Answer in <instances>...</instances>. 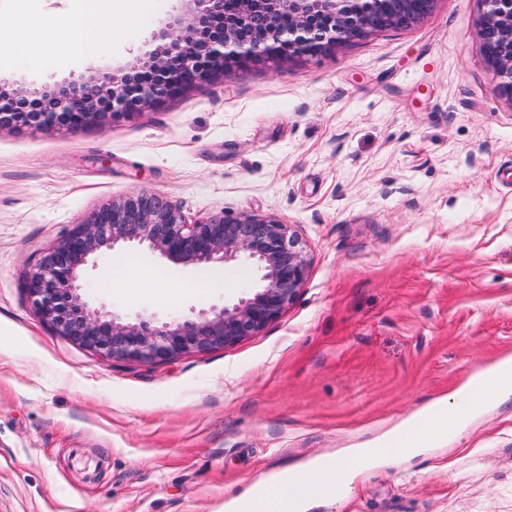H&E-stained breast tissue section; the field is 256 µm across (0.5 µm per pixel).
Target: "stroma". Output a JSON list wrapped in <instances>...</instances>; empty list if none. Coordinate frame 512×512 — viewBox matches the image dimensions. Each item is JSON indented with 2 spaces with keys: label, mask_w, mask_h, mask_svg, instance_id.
Wrapping results in <instances>:
<instances>
[{
  "label": "stroma",
  "mask_w": 512,
  "mask_h": 512,
  "mask_svg": "<svg viewBox=\"0 0 512 512\" xmlns=\"http://www.w3.org/2000/svg\"><path fill=\"white\" fill-rule=\"evenodd\" d=\"M26 0L34 50L0 85L53 89L129 73L186 0H138L106 51L64 47ZM483 0L318 57L235 69L158 108L77 131L0 129V512H230L254 485L344 455L512 356V101L478 30ZM151 191L187 222L249 212L309 258L296 300L258 334L159 365L115 364L55 333L22 285L45 249L112 199ZM154 288L115 291L113 262ZM106 250L93 307L161 319L233 302L257 273ZM309 512H512V397L454 440L353 474Z\"/></svg>",
  "instance_id": "1"
}]
</instances>
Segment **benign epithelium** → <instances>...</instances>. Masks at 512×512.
Returning <instances> with one entry per match:
<instances>
[{
  "instance_id": "1",
  "label": "benign epithelium",
  "mask_w": 512,
  "mask_h": 512,
  "mask_svg": "<svg viewBox=\"0 0 512 512\" xmlns=\"http://www.w3.org/2000/svg\"><path fill=\"white\" fill-rule=\"evenodd\" d=\"M194 9L163 45L133 65L134 75L102 72L54 94L42 112L4 111L0 126L75 130L110 113L131 114L183 94L231 67L280 58L315 57L337 45L409 26L435 0H189ZM480 25L486 63L500 96L512 101V0H484ZM135 244L175 265L251 261L258 278L237 302L165 321L131 319L90 307L80 272L103 249ZM309 263L288 225L254 214L218 213L189 223L163 196L132 193L103 205L41 255L24 290L61 336L108 361L160 364L192 350L230 346L259 333L297 298Z\"/></svg>"
}]
</instances>
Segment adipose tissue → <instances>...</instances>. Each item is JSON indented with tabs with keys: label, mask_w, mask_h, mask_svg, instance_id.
I'll list each match as a JSON object with an SVG mask.
<instances>
[{
	"label": "adipose tissue",
	"mask_w": 512,
	"mask_h": 512,
	"mask_svg": "<svg viewBox=\"0 0 512 512\" xmlns=\"http://www.w3.org/2000/svg\"><path fill=\"white\" fill-rule=\"evenodd\" d=\"M136 0H85L81 12L64 14L59 18L60 29L69 51L84 53L91 49L111 47L128 32ZM483 386L470 380L461 395L439 401L426 414L407 423L384 439L355 449L346 458L326 456L320 459V483H302L300 472L288 469L279 483H257L251 494L237 503L239 512H308L310 505L325 497L326 487L347 486L352 474L379 458L400 459L418 454L425 440L447 441L462 420L461 402L475 404Z\"/></svg>",
	"instance_id": "adipose-tissue-1"
}]
</instances>
